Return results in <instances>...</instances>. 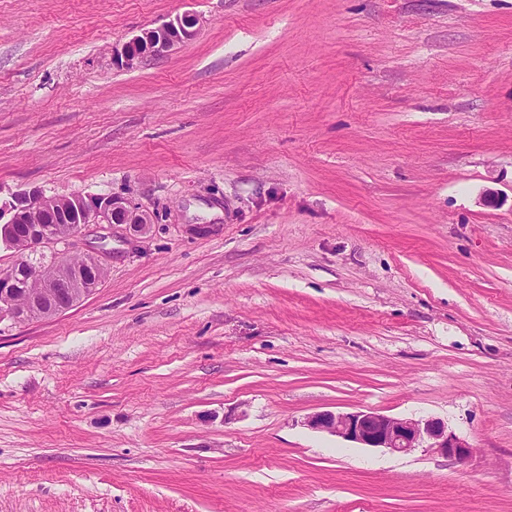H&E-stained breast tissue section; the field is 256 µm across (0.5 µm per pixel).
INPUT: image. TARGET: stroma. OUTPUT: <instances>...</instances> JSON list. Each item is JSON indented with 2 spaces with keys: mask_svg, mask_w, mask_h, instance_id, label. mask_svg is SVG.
<instances>
[{
  "mask_svg": "<svg viewBox=\"0 0 512 512\" xmlns=\"http://www.w3.org/2000/svg\"><path fill=\"white\" fill-rule=\"evenodd\" d=\"M31 188L153 222L0 321V512H512V0H0V192ZM354 409L473 454L305 424ZM198 23L195 14L186 13L145 29L122 46L116 54V63L132 67L148 57L157 56L177 44L189 41L196 35ZM305 424L362 448H386L397 453L424 448L455 460H464L473 453L467 441L437 418L397 417L369 410H324L309 415Z\"/></svg>",
  "mask_w": 512,
  "mask_h": 512,
  "instance_id": "stroma-1",
  "label": "stroma"
}]
</instances>
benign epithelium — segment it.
Returning <instances> with one entry per match:
<instances>
[{"instance_id": "1", "label": "benign epithelium", "mask_w": 512, "mask_h": 512, "mask_svg": "<svg viewBox=\"0 0 512 512\" xmlns=\"http://www.w3.org/2000/svg\"><path fill=\"white\" fill-rule=\"evenodd\" d=\"M198 23L196 15L186 13L146 29L122 46L116 63L131 67L189 41L196 35ZM116 224H127L144 233L152 217L131 199L112 194L46 196L32 189L0 200V243L9 248L23 242L25 250L34 252L38 247L68 244L88 226L94 227L104 244L112 239V226ZM103 251L101 246L80 256L57 252L47 266L20 260L1 272L0 318L6 315L17 323H26L71 309L102 284ZM305 425L364 448H386L397 453L422 448L455 460H464L473 453L467 441L437 418L324 410L309 415Z\"/></svg>"}]
</instances>
